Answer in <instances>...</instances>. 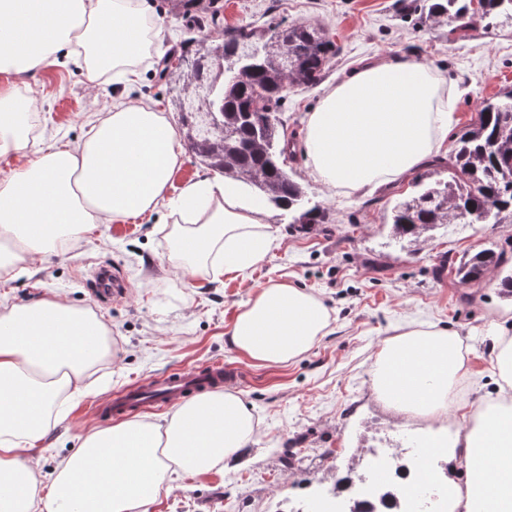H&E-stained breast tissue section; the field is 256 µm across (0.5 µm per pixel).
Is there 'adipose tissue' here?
<instances>
[{"label":"adipose tissue","mask_w":512,"mask_h":512,"mask_svg":"<svg viewBox=\"0 0 512 512\" xmlns=\"http://www.w3.org/2000/svg\"><path fill=\"white\" fill-rule=\"evenodd\" d=\"M157 35L144 0H0V158L32 154L0 176L1 279L77 249L95 225L163 206L173 217L167 261L185 276L242 271L269 253L271 214L250 184L202 180L170 196L182 152L165 113L120 97L77 145L47 146L35 136L37 101L21 94L20 76L73 64L93 82L128 80ZM454 109L446 80L425 64H362L306 119L311 173L347 191L393 182L439 152ZM328 326L312 292L270 282L242 305L229 341L257 363L285 365ZM496 349V397L470 412L454 446H430L448 458L452 512H512V335L500 332ZM108 352V330L92 310L56 295L0 301V512H149L170 489L171 468L211 472L254 439L257 421L240 396L211 391L177 406L165 425L126 419L87 433L42 485L32 453L56 421L53 410L62 395L87 392ZM468 353L451 330L397 333L372 365L373 391L399 411L440 416L466 376Z\"/></svg>","instance_id":"obj_1"}]
</instances>
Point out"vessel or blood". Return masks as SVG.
<instances>
[{"label": "vessel or blood", "instance_id": "vessel-or-blood-1", "mask_svg": "<svg viewBox=\"0 0 512 512\" xmlns=\"http://www.w3.org/2000/svg\"><path fill=\"white\" fill-rule=\"evenodd\" d=\"M90 291L100 302L109 303L124 295V281L115 267L102 265L95 269L90 281ZM236 372L213 363L200 368L175 370L156 379L144 382L138 388L96 406L101 416L131 415L140 408L163 406L237 380Z\"/></svg>", "mask_w": 512, "mask_h": 512}]
</instances>
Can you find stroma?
<instances>
[{
    "mask_svg": "<svg viewBox=\"0 0 512 512\" xmlns=\"http://www.w3.org/2000/svg\"><path fill=\"white\" fill-rule=\"evenodd\" d=\"M229 26L305 23L332 33L341 53L322 85L293 86L283 117L295 142H302L305 117L326 87L354 68L380 57L426 64L456 93L449 138L476 117L484 99L512 87V24L457 40L446 18L406 15L400 0H223ZM162 34L130 86L104 78L90 82L75 66L51 65L23 75L21 90L43 108L34 122L47 144L86 139L93 122L109 111L122 88L179 124V86L158 76L164 55L186 35L204 49L217 44L205 26L187 32L177 0H146ZM288 171L323 209L326 223L304 229L274 210L276 240L266 258L238 273L203 275L184 282L167 262L169 225L158 216L100 224L72 252L36 263L35 270L0 280V298L30 303L60 294L77 308L94 309L112 336L105 377L89 394L70 398L39 452L40 480L77 447L76 437L111 426L89 417V408L139 381L220 360L237 370L231 389L251 406L258 421L254 443L227 468L201 476L176 475L174 488L149 512H306L314 495L358 496L359 478L373 479L378 459L392 456L410 466L419 440H452L468 424V412L495 397L492 333L512 324V295L500 283L512 273V223L441 224L413 241L392 234L396 202L417 184L447 179L446 170L422 165L398 181L355 194L315 180L303 149ZM483 248L506 250L509 261L469 284L440 272L444 260ZM109 263L122 271L127 293L102 304L90 295L88 275ZM288 282L314 293L330 313L329 333L301 359L262 366L235 350L228 337L240 305L258 285ZM407 327L457 330L471 353L468 373L454 403L441 418L396 414L373 393L370 368L384 342Z\"/></svg>",
    "mask_w": 512,
    "mask_h": 512,
    "instance_id": "stroma-1",
    "label": "stroma"
}]
</instances>
